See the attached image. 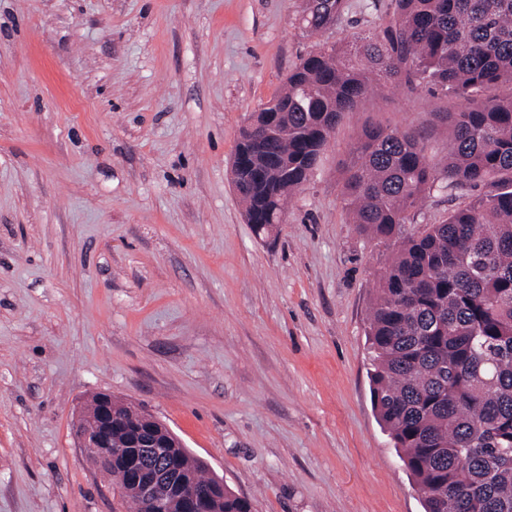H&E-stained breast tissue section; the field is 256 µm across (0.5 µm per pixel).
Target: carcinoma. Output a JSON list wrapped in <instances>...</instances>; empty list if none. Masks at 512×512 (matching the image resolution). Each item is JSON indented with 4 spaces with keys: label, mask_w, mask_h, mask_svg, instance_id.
Segmentation results:
<instances>
[{
    "label": "carcinoma",
    "mask_w": 512,
    "mask_h": 512,
    "mask_svg": "<svg viewBox=\"0 0 512 512\" xmlns=\"http://www.w3.org/2000/svg\"><path fill=\"white\" fill-rule=\"evenodd\" d=\"M348 0H305L301 28L323 32ZM439 89L448 156L432 132L371 125L344 168L352 223L396 239L369 318L371 394L424 512H512V0H391L376 34L308 53L284 91L255 113L232 163L256 232L284 215L345 115L376 81ZM436 195L468 197L417 234L402 229ZM182 472L213 478L187 448ZM213 512H252L229 488Z\"/></svg>",
    "instance_id": "obj_1"
}]
</instances>
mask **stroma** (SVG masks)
<instances>
[{
	"label": "stroma",
	"instance_id": "stroma-1",
	"mask_svg": "<svg viewBox=\"0 0 512 512\" xmlns=\"http://www.w3.org/2000/svg\"><path fill=\"white\" fill-rule=\"evenodd\" d=\"M368 2L310 35L303 0H0V512H126L75 434L97 393L253 512H423L370 390L393 246L339 178L365 126L425 128L441 91L347 114L272 232L230 171L300 56L379 30Z\"/></svg>",
	"mask_w": 512,
	"mask_h": 512
}]
</instances>
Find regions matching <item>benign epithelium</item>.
I'll list each match as a JSON object with an SVG mask.
<instances>
[{"mask_svg": "<svg viewBox=\"0 0 512 512\" xmlns=\"http://www.w3.org/2000/svg\"><path fill=\"white\" fill-rule=\"evenodd\" d=\"M112 406V397L105 398L97 412L78 426L81 447L109 471L115 425ZM167 431L157 417L137 412L130 429V447L144 452L123 458L124 472L116 475L119 493H137L151 512H166L168 507L177 508V512H212L210 492L189 486L176 464L165 458L164 449L170 447Z\"/></svg>", "mask_w": 512, "mask_h": 512, "instance_id": "benign-epithelium-1", "label": "benign epithelium"}]
</instances>
